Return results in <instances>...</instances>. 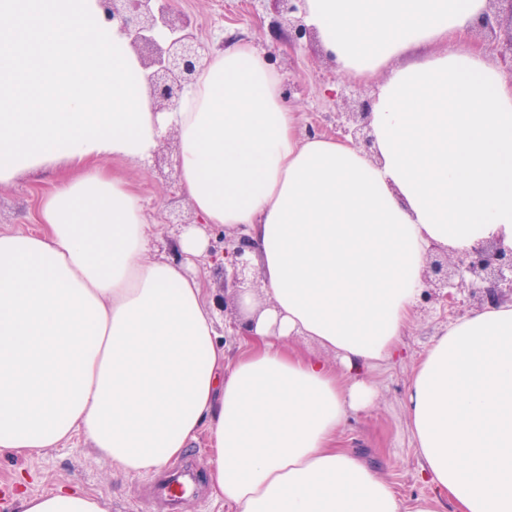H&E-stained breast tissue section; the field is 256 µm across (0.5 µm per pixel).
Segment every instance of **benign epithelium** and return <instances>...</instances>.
Instances as JSON below:
<instances>
[{"label":"benign epithelium","mask_w":512,"mask_h":512,"mask_svg":"<svg viewBox=\"0 0 512 512\" xmlns=\"http://www.w3.org/2000/svg\"><path fill=\"white\" fill-rule=\"evenodd\" d=\"M251 14L272 5L276 18L271 22L272 35L286 37L288 48L296 49L311 40L314 31L304 22V0H246ZM494 9L484 11L477 28L497 36L506 30L504 47L495 43L488 49L500 55L501 61L512 71V0H491ZM106 20L118 25L131 37V47L140 59L146 73L155 109L159 112L173 109L185 88L196 77L200 63L208 48L193 32L188 15L173 10L170 0H98ZM165 37H159V33ZM336 100V111L326 115V123L311 124L309 135H319L332 124L336 136L350 138L352 144L372 153L373 136L369 124L371 99L357 101L356 110L347 111L348 96L331 94ZM196 223L179 213L165 218L163 234L167 245H172L174 235L182 226ZM198 224V223H196ZM206 236L212 229L198 224ZM224 248L219 252L209 246L201 260L220 281L222 294L217 304L229 306L242 293L255 289L258 278L252 263L254 246L245 233V227L224 232ZM425 290L422 299L426 303L438 302L449 309L458 307V293L466 289L474 294H484L490 303L512 302V247L492 239H479L470 249L456 254L453 264L448 257L427 254L423 271Z\"/></svg>","instance_id":"1"}]
</instances>
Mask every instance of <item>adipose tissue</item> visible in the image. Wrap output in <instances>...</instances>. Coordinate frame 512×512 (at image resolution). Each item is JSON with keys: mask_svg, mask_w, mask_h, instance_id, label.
<instances>
[{"mask_svg": "<svg viewBox=\"0 0 512 512\" xmlns=\"http://www.w3.org/2000/svg\"><path fill=\"white\" fill-rule=\"evenodd\" d=\"M486 0H305L338 73L375 84L372 153L309 137L249 40L207 53L157 111L129 37L97 0H0V184L60 171L35 224L0 231V453L86 441L126 475L159 473L199 435L230 512H512V304L457 319L405 401L429 496L404 504L336 445L371 404L431 243L512 245V79L470 45ZM175 131L197 224L178 257L107 160L149 161ZM245 226L268 308L228 357L208 300L203 226ZM305 337L334 351L287 353ZM15 512H110L79 488L17 491Z\"/></svg>", "mask_w": 512, "mask_h": 512, "instance_id": "obj_1", "label": "adipose tissue"}]
</instances>
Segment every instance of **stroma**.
Masks as SVG:
<instances>
[{
  "mask_svg": "<svg viewBox=\"0 0 512 512\" xmlns=\"http://www.w3.org/2000/svg\"><path fill=\"white\" fill-rule=\"evenodd\" d=\"M175 6L190 15L202 42L215 45L235 35L253 41L263 40L276 57L275 67L283 81L295 83L291 106L300 125L323 120L330 101L327 87L335 85L336 68L325 57L319 41L291 50L274 41L267 23L248 13L243 0H174ZM179 140L168 132L147 165L123 161L109 167L130 181L156 220L169 213L187 212L191 206L182 196L165 188L166 179L177 176L175 156ZM48 169L26 174L14 182L0 185V230H24L34 222L38 198L56 179ZM462 307L448 312L438 304L414 309L403 332L404 354L393 364L380 363L368 369L366 378L376 390L369 409L350 413L338 432L342 447L367 458L380 475L393 483L405 503L430 495L431 489L420 473L419 459L412 446L410 420L405 412V397L415 369L435 336L449 322L485 310L488 303L478 294L462 292ZM209 461L207 438L199 436L184 454L169 462L164 471L149 477L126 476L111 465L96 459L88 445L76 443L66 448H45L30 457L0 453V507L8 505L4 490L23 482L32 493H46L60 486L77 485L112 501V512H227L213 502L207 491ZM190 475L191 496L155 508L153 495L165 486L172 473Z\"/></svg>",
  "mask_w": 512,
  "mask_h": 512,
  "instance_id": "1",
  "label": "stroma"
}]
</instances>
